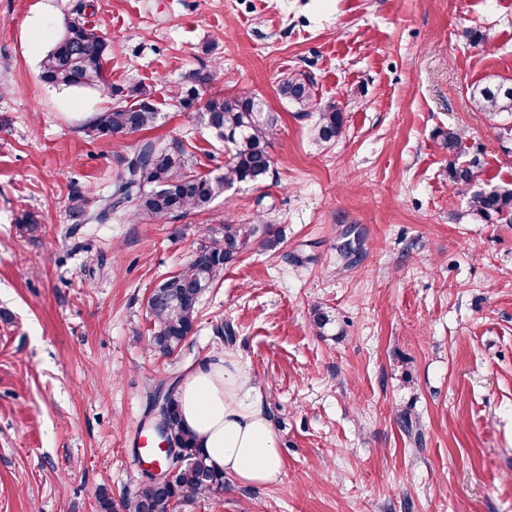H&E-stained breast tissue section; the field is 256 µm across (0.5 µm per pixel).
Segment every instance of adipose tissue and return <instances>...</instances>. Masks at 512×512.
<instances>
[{
    "label": "adipose tissue",
    "mask_w": 512,
    "mask_h": 512,
    "mask_svg": "<svg viewBox=\"0 0 512 512\" xmlns=\"http://www.w3.org/2000/svg\"><path fill=\"white\" fill-rule=\"evenodd\" d=\"M179 404L184 426L217 471L246 486L280 481L276 425L239 361L213 354L198 362L180 385Z\"/></svg>",
    "instance_id": "ef3b65f1"
}]
</instances>
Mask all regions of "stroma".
<instances>
[{
  "label": "stroma",
  "mask_w": 512,
  "mask_h": 512,
  "mask_svg": "<svg viewBox=\"0 0 512 512\" xmlns=\"http://www.w3.org/2000/svg\"><path fill=\"white\" fill-rule=\"evenodd\" d=\"M37 2L0 0V512L133 492L155 388L224 351L263 392L285 474L225 479L184 512H512V224L471 211L440 147L458 129L482 161L474 189L512 182V114L470 102L512 81V0H47V40L86 6L111 44L106 83L149 90L151 136L182 142L199 174L224 165L199 117L210 98L280 113L273 178L170 224L69 222L73 192L107 191L141 136L89 138L111 97L41 81ZM201 67L211 83L176 107ZM300 71L345 114L331 146L278 92ZM259 217L276 247L252 242L203 293L179 355L150 350L151 290L208 229ZM212 80V74L202 69H196L185 76L180 89L172 95V100L176 106L186 107L190 105L198 94V87L201 82Z\"/></svg>",
  "instance_id": "stroma-1"
}]
</instances>
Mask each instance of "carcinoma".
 I'll return each instance as SVG.
<instances>
[{"mask_svg":"<svg viewBox=\"0 0 512 512\" xmlns=\"http://www.w3.org/2000/svg\"><path fill=\"white\" fill-rule=\"evenodd\" d=\"M110 52V44L78 12L65 22L64 34L42 59L41 79L54 86L101 89L104 62ZM211 80L212 74L202 69L188 73L172 100L180 107L191 104L200 83ZM279 93L301 116L315 115L310 129L315 144L329 145L342 135V108L318 101L316 82L310 74H288L280 81ZM111 95L112 106L86 124L90 136H114L129 129L141 132L154 127L158 108L145 88H116ZM470 100L478 110L492 115L512 112V84L478 85L472 88ZM203 118L211 135L224 143L226 150L224 168L218 175L207 177L193 171L183 146L147 137L132 156L124 159L125 167L110 191L92 197L79 191L72 194L69 220L74 224L102 222L112 213L123 211L134 218L144 215L165 224L207 208L235 183L266 182L273 171L268 148L280 121L279 113L255 95L215 96L205 106ZM441 148L448 154L445 171L449 181L458 189L469 186L482 167L480 157L469 155L462 133L455 129L442 134ZM471 206L479 215H496L512 223V183L473 194ZM259 233H269L260 218L254 224L226 222L222 236L206 235L187 267L163 279L151 292L148 308L155 332L148 346L166 353L179 348L194 333L200 297L222 278L224 267L236 261ZM176 392L175 386L161 384L154 394V399L165 404L169 435L183 458L173 483L152 498L137 490L118 501L102 487L97 494L101 512H146L150 498L156 512H173L194 500L209 498L224 487V474L207 463L195 437L184 427Z\"/></svg>","mask_w":512,"mask_h":512,"instance_id":"cac0c4a2","label":"carcinoma"}]
</instances>
